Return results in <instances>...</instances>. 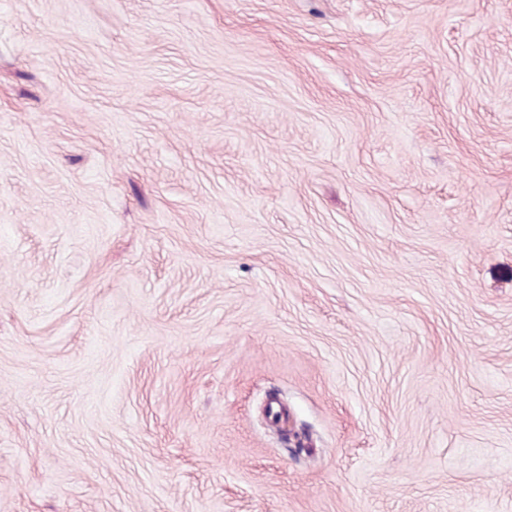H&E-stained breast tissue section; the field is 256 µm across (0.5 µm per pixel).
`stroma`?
Wrapping results in <instances>:
<instances>
[{
  "mask_svg": "<svg viewBox=\"0 0 512 512\" xmlns=\"http://www.w3.org/2000/svg\"><path fill=\"white\" fill-rule=\"evenodd\" d=\"M0 512H512V0H0Z\"/></svg>",
  "mask_w": 512,
  "mask_h": 512,
  "instance_id": "35a3bbf8",
  "label": "stroma"
}]
</instances>
